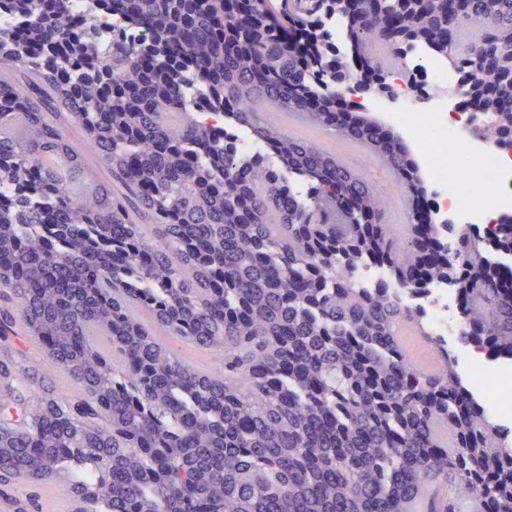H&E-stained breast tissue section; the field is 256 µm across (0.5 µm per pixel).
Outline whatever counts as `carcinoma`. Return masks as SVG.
<instances>
[{"mask_svg":"<svg viewBox=\"0 0 512 512\" xmlns=\"http://www.w3.org/2000/svg\"><path fill=\"white\" fill-rule=\"evenodd\" d=\"M144 32L95 46L96 24L67 0H0L22 20L0 31V493L26 474L61 481L72 512H512V436L446 367L420 371L396 340L422 324L397 295L336 277L365 260L405 288L459 274L465 343L512 357V285L479 251L435 224L406 243L387 224L383 189L265 116L272 101L370 145L404 191L429 201L409 144L353 113L340 126L320 76L343 68L324 52L303 69L301 43L320 0H103ZM357 54L395 56L394 25L447 51L487 92L496 140L512 139V0H352ZM198 82L235 108L282 168L238 157L184 107ZM77 127L105 166L70 137ZM70 159L73 193L40 160ZM308 176L305 198L290 174ZM138 307L150 322L132 312ZM51 353L81 390L60 400L33 388L12 353L16 328ZM103 337L121 355L93 342ZM224 352V373L187 368L161 340ZM452 429L448 452L437 427Z\"/></svg>","mask_w":512,"mask_h":512,"instance_id":"cac0c4a2","label":"carcinoma"}]
</instances>
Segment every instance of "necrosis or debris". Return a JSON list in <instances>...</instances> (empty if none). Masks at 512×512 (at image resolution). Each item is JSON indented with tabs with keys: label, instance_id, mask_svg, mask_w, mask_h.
<instances>
[{
	"label": "necrosis or debris",
	"instance_id": "1",
	"mask_svg": "<svg viewBox=\"0 0 512 512\" xmlns=\"http://www.w3.org/2000/svg\"><path fill=\"white\" fill-rule=\"evenodd\" d=\"M434 87V101L425 109L404 102L392 114L393 123L414 141L430 176V188L443 211H453L455 223L443 228L449 242L486 229L490 212L512 211V154H505L494 139L484 138V149L475 163L463 166L457 152L467 151L470 142L462 133L464 123L485 129L490 115L469 113L460 121L448 112V92L465 89L467 78L452 64L419 58L414 62ZM352 280L365 288L384 287L398 295L422 318L436 348L455 349L461 343L463 322L456 305L455 289L435 283L417 293L396 283L389 272L375 264L354 269ZM489 360L479 350L469 352V365L477 384L491 407L493 418H512V366L489 368Z\"/></svg>",
	"mask_w": 512,
	"mask_h": 512
}]
</instances>
